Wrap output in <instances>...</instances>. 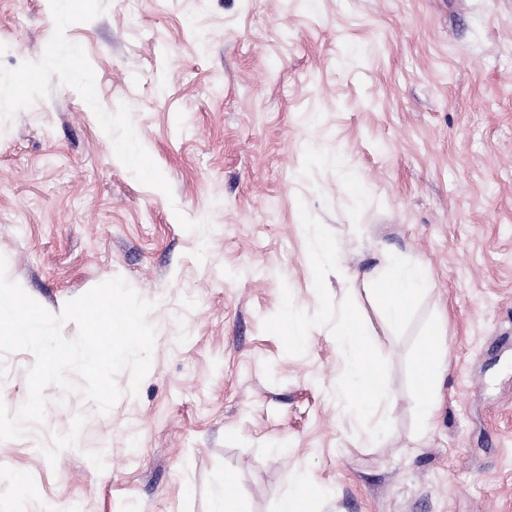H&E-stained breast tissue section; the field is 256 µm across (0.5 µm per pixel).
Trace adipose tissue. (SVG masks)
I'll list each match as a JSON object with an SVG mask.
<instances>
[{
  "instance_id": "1",
  "label": "adipose tissue",
  "mask_w": 512,
  "mask_h": 512,
  "mask_svg": "<svg viewBox=\"0 0 512 512\" xmlns=\"http://www.w3.org/2000/svg\"><path fill=\"white\" fill-rule=\"evenodd\" d=\"M428 274L417 262L396 255L384 256L371 280V294L388 331H395L408 320L411 310L426 290ZM443 329L428 330L422 352L413 363L415 409L423 425H430L435 406L436 381L447 368L448 353L442 340ZM336 344L344 352L346 366L336 391L357 410L380 404L387 388L371 357L375 333L352 309L336 312Z\"/></svg>"
}]
</instances>
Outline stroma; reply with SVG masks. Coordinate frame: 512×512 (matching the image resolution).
<instances>
[{
    "label": "stroma",
    "mask_w": 512,
    "mask_h": 512,
    "mask_svg": "<svg viewBox=\"0 0 512 512\" xmlns=\"http://www.w3.org/2000/svg\"><path fill=\"white\" fill-rule=\"evenodd\" d=\"M67 52L80 77L48 65ZM310 224L354 287L313 288ZM387 254L430 282L374 353V440L334 392L336 310L381 329ZM0 255L55 314L123 277L156 329L138 394L120 373L102 414L48 386L0 441V512H211L228 475L276 512L293 473L323 489L307 512H512V0H0ZM33 362L0 357L9 409ZM422 353L413 363L415 386V409L424 426L433 418L436 381L447 369L448 353L441 336H445L438 325H430Z\"/></svg>",
    "instance_id": "stroma-1"
}]
</instances>
